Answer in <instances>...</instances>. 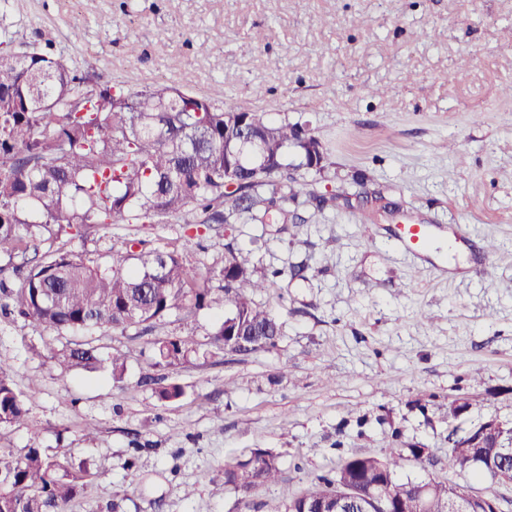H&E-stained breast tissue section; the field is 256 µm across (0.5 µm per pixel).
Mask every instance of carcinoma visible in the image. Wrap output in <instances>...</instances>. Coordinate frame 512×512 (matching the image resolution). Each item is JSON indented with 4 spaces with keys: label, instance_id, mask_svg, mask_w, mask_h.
I'll list each match as a JSON object with an SVG mask.
<instances>
[{
    "label": "carcinoma",
    "instance_id": "1",
    "mask_svg": "<svg viewBox=\"0 0 512 512\" xmlns=\"http://www.w3.org/2000/svg\"><path fill=\"white\" fill-rule=\"evenodd\" d=\"M0 41V318H20L58 336L100 330L144 334L172 313L181 334L155 342L158 364L174 366L199 351L198 316L222 312L209 346L226 355L274 348L281 326L253 295L267 287L249 255L232 247L212 288L182 252L201 246L186 237L181 247L124 241L123 256L108 269L82 252L54 244L77 226L88 233L114 221L166 224L186 210L200 224H302L301 194L291 171L324 176L332 166L327 145L308 124L273 121L232 102L218 106L203 94L167 86L136 91L100 85L67 69L50 49L16 53ZM294 154L299 162L288 161ZM60 365L96 371L105 366L123 381L125 359L102 356L90 341L67 343ZM15 368L0 360V428L21 424L28 413L14 384ZM158 400L184 395L175 382L155 388ZM451 430L450 460L461 473H490L512 460L502 457L512 439L488 433L479 448H465ZM482 459L481 468L470 466ZM424 465L423 449L384 456L351 454L334 473L319 475L300 495L270 512H333L347 498V512H381L370 492L391 493L401 512H448L454 483L403 474L406 463ZM282 474L279 456L254 448L224 462V486L247 503ZM67 453L50 454L33 441L25 453L0 448V512H66L90 481ZM479 512L503 500L490 485Z\"/></svg>",
    "mask_w": 512,
    "mask_h": 512
}]
</instances>
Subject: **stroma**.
<instances>
[{"label": "stroma", "instance_id": "obj_1", "mask_svg": "<svg viewBox=\"0 0 512 512\" xmlns=\"http://www.w3.org/2000/svg\"><path fill=\"white\" fill-rule=\"evenodd\" d=\"M1 31L12 50L51 45L101 84L186 87L309 124L333 161L323 177L297 170L301 224L206 227L186 214L67 242L103 263L129 238L172 246L198 235L204 249L184 260L214 288L225 245L252 251L258 273H278L254 296L281 325L272 350L203 347L156 366L154 340L179 332L171 315L142 336L94 334L102 353L127 360L116 384L106 371L63 370L52 356L62 337L0 324V360L16 367L29 409L23 424L0 428V448L21 454L35 440L96 469L68 512H112L116 502L121 512H266L344 456L393 446L428 454L407 475L488 486L452 467L448 434L491 415L512 425V99L500 93L512 81V0H0ZM377 190L409 223L432 225L455 258L397 247L385 211L311 200ZM147 374L181 384L183 397L159 402ZM253 448L278 453L282 476L243 509L224 486V462Z\"/></svg>", "mask_w": 512, "mask_h": 512}]
</instances>
